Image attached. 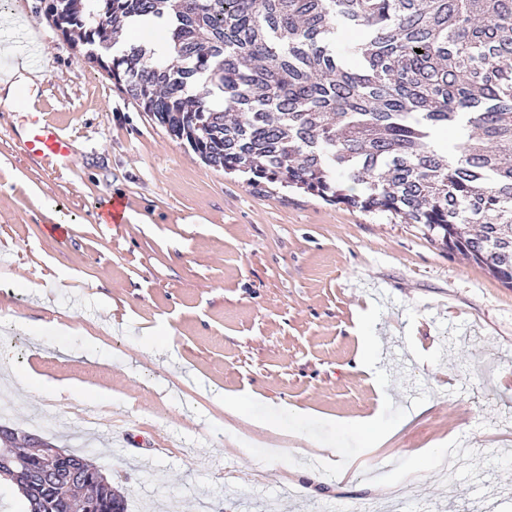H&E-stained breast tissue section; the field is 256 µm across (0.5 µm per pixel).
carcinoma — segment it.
<instances>
[{
	"label": "carcinoma",
	"mask_w": 512,
	"mask_h": 512,
	"mask_svg": "<svg viewBox=\"0 0 512 512\" xmlns=\"http://www.w3.org/2000/svg\"><path fill=\"white\" fill-rule=\"evenodd\" d=\"M202 159L421 224L512 288V0H39ZM167 28L175 63L131 22ZM422 53H417V50ZM80 455L24 512H66ZM101 512H127L112 482Z\"/></svg>",
	"instance_id": "1"
}]
</instances>
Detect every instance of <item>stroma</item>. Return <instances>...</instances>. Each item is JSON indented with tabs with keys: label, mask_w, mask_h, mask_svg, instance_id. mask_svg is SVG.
<instances>
[{
	"label": "stroma",
	"mask_w": 512,
	"mask_h": 512,
	"mask_svg": "<svg viewBox=\"0 0 512 512\" xmlns=\"http://www.w3.org/2000/svg\"><path fill=\"white\" fill-rule=\"evenodd\" d=\"M36 4L0 11L41 73L0 104V425L90 459L128 512H512V288L422 225L206 164ZM34 110L66 166L19 152ZM113 194L124 219L99 223ZM365 418L394 435L370 447Z\"/></svg>",
	"instance_id": "obj_1"
}]
</instances>
